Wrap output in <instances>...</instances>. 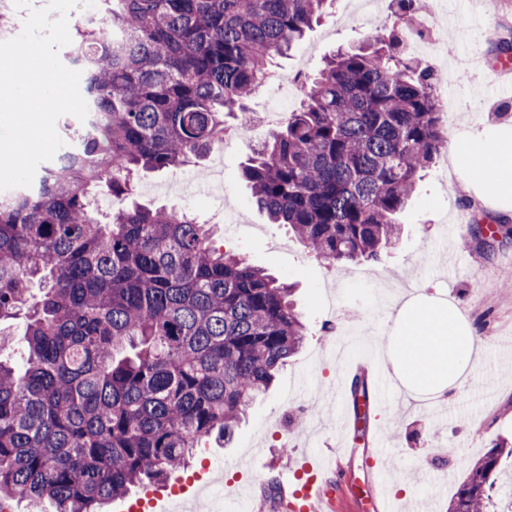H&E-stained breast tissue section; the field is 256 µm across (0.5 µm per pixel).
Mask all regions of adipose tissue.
<instances>
[{
  "label": "adipose tissue",
  "mask_w": 512,
  "mask_h": 512,
  "mask_svg": "<svg viewBox=\"0 0 512 512\" xmlns=\"http://www.w3.org/2000/svg\"><path fill=\"white\" fill-rule=\"evenodd\" d=\"M462 167H474L488 201L512 200V128L493 138L454 143ZM382 343L401 390L422 404L444 400L466 381L482 354L473 326L452 303L412 290L393 308Z\"/></svg>",
  "instance_id": "ef3b65f1"
}]
</instances>
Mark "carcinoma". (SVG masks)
Wrapping results in <instances>:
<instances>
[{"label": "carcinoma", "mask_w": 512, "mask_h": 512, "mask_svg": "<svg viewBox=\"0 0 512 512\" xmlns=\"http://www.w3.org/2000/svg\"><path fill=\"white\" fill-rule=\"evenodd\" d=\"M103 2L61 55L86 75V120L0 195V324L24 317L28 350L22 372L0 360V512H100L163 483L201 438L231 435L306 336L292 288L211 225L126 200L141 171L220 147L226 119L248 130L249 97L333 0ZM393 2L397 23L331 57L242 169L257 207L329 265L399 240L396 214L448 144L433 71L407 50L417 0ZM11 15L0 0V39ZM95 191L120 202L105 222ZM347 398L367 420L366 377ZM503 458L504 442L474 461L447 512H489Z\"/></svg>", "instance_id": "cac0c4a2"}]
</instances>
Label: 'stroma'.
<instances>
[{"label": "stroma", "mask_w": 512, "mask_h": 512, "mask_svg": "<svg viewBox=\"0 0 512 512\" xmlns=\"http://www.w3.org/2000/svg\"><path fill=\"white\" fill-rule=\"evenodd\" d=\"M357 15V0H334L292 52L277 58L281 80L269 82L249 102L263 112L276 100L282 79L312 78L335 50L359 46L374 35L382 11ZM454 17L436 34V44L420 50L431 66L456 55L447 74L448 138L482 141L512 125V93L501 80L499 43L512 41V0H445ZM246 142L227 139L203 162L165 173H142L133 196L144 204L166 206L216 222L226 249L280 281L294 285L296 312L307 327L303 348L280 368L269 393L243 419L230 444L202 441L192 474L223 479L224 492L251 501L255 512H281L290 494L285 481L297 464L345 444L338 488L323 512H374L372 485L382 480L397 512L416 501L440 504L452 496L471 462L492 441L512 440V369L500 363V351L512 348V290L501 285L512 270V242L486 251L470 236L474 227L512 226V202L484 203L470 170L443 178L434 161L399 215V241L375 262L328 267L293 238L282 224L269 223L254 206L240 176L249 153ZM416 284L423 295L453 303L487 340L483 357L448 403L422 412L392 401L371 409L366 431L337 418L330 397L337 363L327 355L334 343L328 323L361 331L379 342L390 326L398 299L388 285ZM388 444L382 470L363 465L374 451V437Z\"/></svg>", "instance_id": "35a3bbf8"}]
</instances>
